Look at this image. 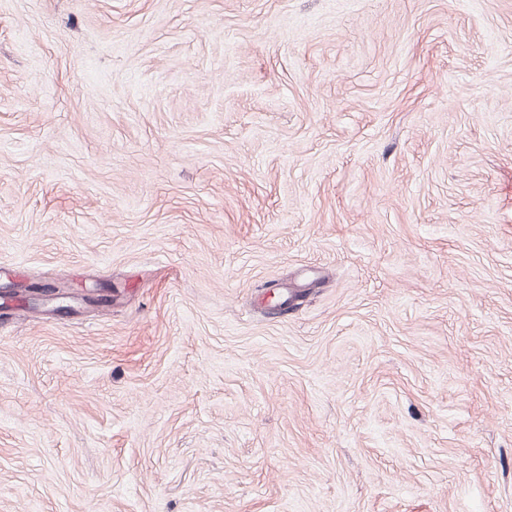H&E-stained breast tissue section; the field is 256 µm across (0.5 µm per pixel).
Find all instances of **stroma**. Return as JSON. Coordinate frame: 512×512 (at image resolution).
Here are the masks:
<instances>
[{
	"label": "stroma",
	"mask_w": 512,
	"mask_h": 512,
	"mask_svg": "<svg viewBox=\"0 0 512 512\" xmlns=\"http://www.w3.org/2000/svg\"><path fill=\"white\" fill-rule=\"evenodd\" d=\"M61 281L0 512H512V0H0V286Z\"/></svg>",
	"instance_id": "1"
}]
</instances>
